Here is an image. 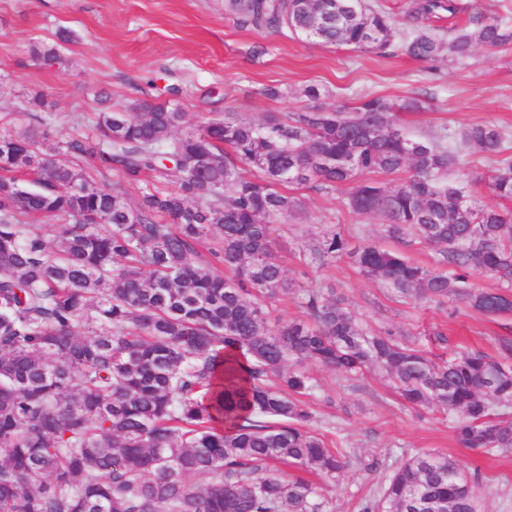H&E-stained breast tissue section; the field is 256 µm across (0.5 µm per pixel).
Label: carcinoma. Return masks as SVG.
<instances>
[{
  "label": "carcinoma",
  "instance_id": "cac0c4a2",
  "mask_svg": "<svg viewBox=\"0 0 512 512\" xmlns=\"http://www.w3.org/2000/svg\"><path fill=\"white\" fill-rule=\"evenodd\" d=\"M224 0L240 28L285 30L360 52L397 32L367 0ZM468 14L436 33L432 22ZM400 47L413 59H465L512 46V26L461 0H415ZM171 100L100 112L44 150L46 131L0 135V512H327L323 486L347 464L309 428L311 365L350 379L384 374L415 409L448 412L457 441L512 451V337L498 355L432 357L386 329L375 333L320 288L302 317L273 321L292 288L273 254V224L301 210L290 184L347 188L351 211L379 215L387 236L439 248L448 271L341 232L317 239L320 266L344 256L398 298L463 302L496 318L512 288V209L487 205L449 178L448 133L412 139L398 114L416 98L367 94L287 121L226 117L181 138ZM464 147L491 165L485 188L512 201V148L492 124ZM116 170L141 190L132 206L108 183ZM409 176L395 184L370 174ZM175 183V187L167 183ZM41 217L57 220L50 249ZM207 250L212 260L202 259ZM307 471L308 480L288 474ZM456 460L410 458L362 512H478Z\"/></svg>",
  "mask_w": 512,
  "mask_h": 512
}]
</instances>
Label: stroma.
I'll return each instance as SVG.
<instances>
[{
    "instance_id": "35a3bbf8",
    "label": "stroma",
    "mask_w": 512,
    "mask_h": 512,
    "mask_svg": "<svg viewBox=\"0 0 512 512\" xmlns=\"http://www.w3.org/2000/svg\"><path fill=\"white\" fill-rule=\"evenodd\" d=\"M54 49L59 64H48ZM183 90L177 135L231 115L284 119L311 106L331 108L366 94L427 100L425 110L402 114L407 135L426 138L489 123L512 147V47L476 48L473 57L427 63L404 55L360 53L302 36L241 29L224 14V0H0V133L46 119L53 136L116 105L159 102L166 88ZM316 87L319 98L305 95ZM280 95L270 98L263 90ZM303 214L275 224V255L293 284L273 318L299 317L305 289H333L373 331L393 328L428 353L447 357L458 346L496 353L512 314L489 318L461 304L435 306L391 296L378 280L361 275L349 258L312 264L309 248L328 227L351 245L391 246L412 261L435 266L438 249L409 237L391 241L385 220L360 216L345 195L291 185ZM315 386L306 401L312 427L329 447L343 449L349 465L325 497L330 512H361L383 481L408 457L433 452L452 457L471 475L480 512H512V454L462 447L446 415L404 405L382 375L352 380L313 366Z\"/></svg>"
}]
</instances>
